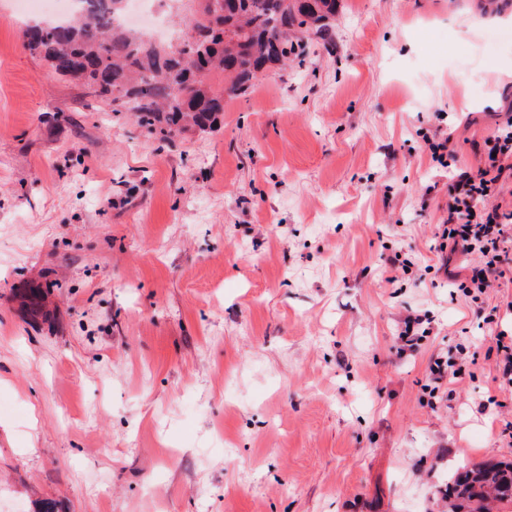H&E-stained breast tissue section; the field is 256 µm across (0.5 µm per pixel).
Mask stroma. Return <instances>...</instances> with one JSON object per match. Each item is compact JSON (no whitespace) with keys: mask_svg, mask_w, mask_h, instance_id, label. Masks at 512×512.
<instances>
[{"mask_svg":"<svg viewBox=\"0 0 512 512\" xmlns=\"http://www.w3.org/2000/svg\"><path fill=\"white\" fill-rule=\"evenodd\" d=\"M486 3L338 0L332 42L161 141L0 0V512H448L459 466L512 459V269L459 290L423 141L474 166L512 115V6ZM397 253L417 273L388 285ZM425 324L429 325V318L426 314L408 315L403 319V330L399 333L398 340L402 346L412 347L422 337L428 328ZM497 350L496 371L503 385L512 386V336L500 332L495 338ZM457 362L453 359L435 358L428 366V378L431 384L426 387L430 389L432 398L438 401L448 399L450 392L444 386V382L450 378H456L459 369L456 368ZM433 384V386H432Z\"/></svg>","mask_w":512,"mask_h":512,"instance_id":"stroma-1","label":"stroma"}]
</instances>
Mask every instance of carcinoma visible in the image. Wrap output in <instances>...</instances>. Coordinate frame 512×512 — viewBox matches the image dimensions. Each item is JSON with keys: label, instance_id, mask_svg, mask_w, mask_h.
Returning <instances> with one entry per match:
<instances>
[{"label": "carcinoma", "instance_id": "1", "mask_svg": "<svg viewBox=\"0 0 512 512\" xmlns=\"http://www.w3.org/2000/svg\"><path fill=\"white\" fill-rule=\"evenodd\" d=\"M64 24H34L38 56L51 71L84 81L101 103L149 135L205 131L224 115V95H243L274 65L302 60V34L332 39L336 0H163L187 10L174 42L151 43L115 27L125 0H81ZM67 56L56 61L59 47ZM223 77L218 89L211 75ZM449 512L512 510V462L464 467L442 492Z\"/></svg>", "mask_w": 512, "mask_h": 512}]
</instances>
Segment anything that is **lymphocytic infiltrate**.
I'll return each mask as SVG.
<instances>
[{
	"label": "lymphocytic infiltrate",
	"instance_id": "1",
	"mask_svg": "<svg viewBox=\"0 0 512 512\" xmlns=\"http://www.w3.org/2000/svg\"><path fill=\"white\" fill-rule=\"evenodd\" d=\"M429 151L432 162L446 169L452 181L439 234L450 251L477 259L476 273L461 283L476 297L504 276L505 265L512 261V210L493 201L498 184L512 180V117L485 138L483 164L477 170L459 168L447 140L431 142Z\"/></svg>",
	"mask_w": 512,
	"mask_h": 512
}]
</instances>
